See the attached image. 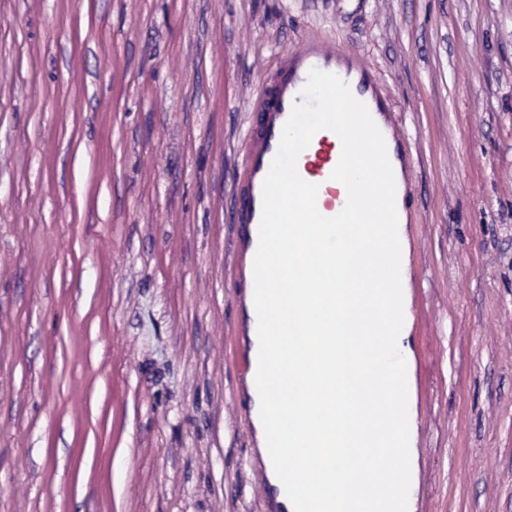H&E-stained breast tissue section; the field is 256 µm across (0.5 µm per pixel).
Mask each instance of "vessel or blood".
<instances>
[{"label": "vessel or blood", "instance_id": "vessel-or-blood-1", "mask_svg": "<svg viewBox=\"0 0 512 512\" xmlns=\"http://www.w3.org/2000/svg\"><path fill=\"white\" fill-rule=\"evenodd\" d=\"M333 73L350 87L353 96L363 102L382 132L396 183L398 221L413 223L415 219L413 191V158L399 130V114L385 90L379 73L363 61L359 51L347 44L308 38L291 50L279 63L270 86L258 93L249 105L259 113L247 135L245 159L230 185L234 203L233 222L237 226L235 256L238 268L252 270L258 247L262 216V185L277 153L284 124L311 69ZM342 145L332 131L315 134L309 146L299 155L297 170L307 182L317 184V208L326 217L341 212L342 185L331 180Z\"/></svg>", "mask_w": 512, "mask_h": 512}]
</instances>
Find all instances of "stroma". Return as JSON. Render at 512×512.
<instances>
[{"instance_id":"stroma-1","label":"stroma","mask_w":512,"mask_h":512,"mask_svg":"<svg viewBox=\"0 0 512 512\" xmlns=\"http://www.w3.org/2000/svg\"><path fill=\"white\" fill-rule=\"evenodd\" d=\"M343 42L415 158L422 512H512V0H0V512H271L226 185Z\"/></svg>"}]
</instances>
